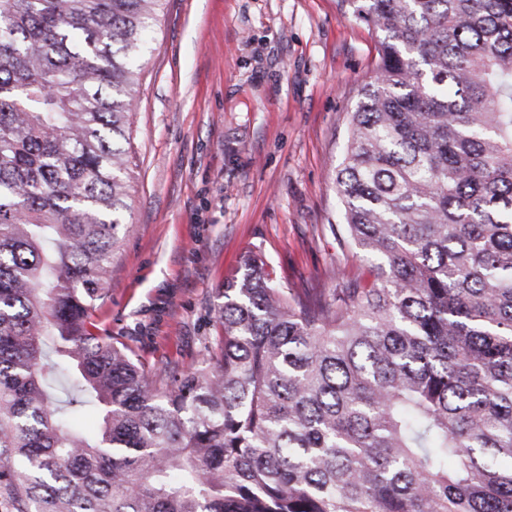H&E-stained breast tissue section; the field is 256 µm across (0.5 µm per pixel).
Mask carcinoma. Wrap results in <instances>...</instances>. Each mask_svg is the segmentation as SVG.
<instances>
[{"label":"carcinoma","instance_id":"carcinoma-1","mask_svg":"<svg viewBox=\"0 0 512 512\" xmlns=\"http://www.w3.org/2000/svg\"><path fill=\"white\" fill-rule=\"evenodd\" d=\"M345 3L383 33L333 178L373 280L249 250L151 377L95 317L162 0L0 4V512H512V0Z\"/></svg>","mask_w":512,"mask_h":512}]
</instances>
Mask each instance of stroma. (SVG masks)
I'll return each mask as SVG.
<instances>
[{"label": "stroma", "instance_id": "stroma-1", "mask_svg": "<svg viewBox=\"0 0 512 512\" xmlns=\"http://www.w3.org/2000/svg\"><path fill=\"white\" fill-rule=\"evenodd\" d=\"M380 36L338 0H165L140 61L130 207L99 313L147 371L198 362L248 250L310 296L367 278L336 232L332 173Z\"/></svg>", "mask_w": 512, "mask_h": 512}]
</instances>
